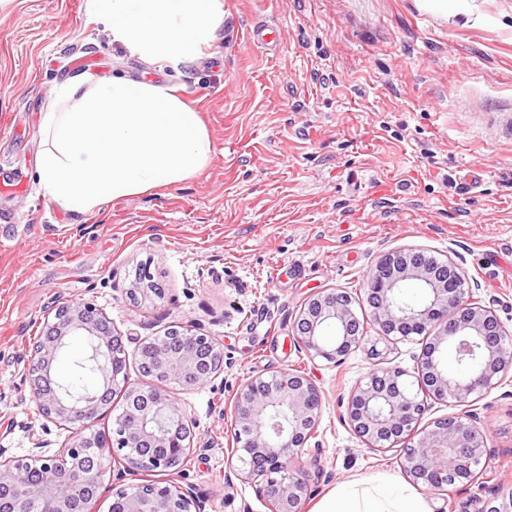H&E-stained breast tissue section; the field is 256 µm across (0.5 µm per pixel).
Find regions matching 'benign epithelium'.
Returning a JSON list of instances; mask_svg holds the SVG:
<instances>
[{"label": "benign epithelium", "instance_id": "obj_1", "mask_svg": "<svg viewBox=\"0 0 512 512\" xmlns=\"http://www.w3.org/2000/svg\"><path fill=\"white\" fill-rule=\"evenodd\" d=\"M404 248L382 256L363 289L361 301L383 335L402 340L414 335L425 340L418 379L427 384L421 399L409 393L404 370L398 367L370 371L350 393L343 419L371 451L399 448L402 468L415 484L431 491L447 486L448 475L469 478L485 469L491 458L487 438L477 417L466 410L439 418L421 429L430 402L467 405L494 388L512 370V337L495 311L475 301L465 275L451 260L430 264ZM419 285L424 299L405 306L399 290L409 282ZM48 326L56 347L66 337L87 334L98 346L112 349V362L99 367L104 388L79 403L63 393L51 376L55 352L33 347L28 381L38 413L60 426L76 425L106 407L109 381L128 379L122 337L92 303L69 301L55 309ZM332 327L335 338L325 339ZM360 319L352 296L342 290L318 293L301 307L295 321L294 345L311 358L339 361L359 347ZM152 347L158 376L130 383L126 391L141 401L136 413L115 420V438L108 448H92L76 438L53 456L35 455L19 463L0 459V512H72L74 499L88 500L99 489L105 462L115 448H126V467L170 469L191 450L194 423L172 404L166 386L174 382L195 389L211 382L216 373L204 368L209 352L218 350L209 336L187 334L183 341L158 344L143 341L135 357ZM453 351L459 365L448 371L444 356ZM324 399L322 390L306 376L283 370L268 377L252 376L239 383L233 395L234 435L238 447L229 449L226 464L240 480L256 483L268 512H304L309 484L301 458L316 428ZM161 409L179 419L183 433H158L151 419ZM122 512H192L191 489L170 482L165 486L136 484L114 494Z\"/></svg>", "mask_w": 512, "mask_h": 512}]
</instances>
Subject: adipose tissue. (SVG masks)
I'll list each match as a JSON object with an SVG mask.
<instances>
[{
    "mask_svg": "<svg viewBox=\"0 0 512 512\" xmlns=\"http://www.w3.org/2000/svg\"><path fill=\"white\" fill-rule=\"evenodd\" d=\"M97 20L132 55L164 68L198 57L224 20V0H89ZM45 113L38 181L63 210L85 214L120 198L182 182L214 157L199 112L174 86L123 77L61 85ZM316 512H428L401 481L342 483Z\"/></svg>",
    "mask_w": 512,
    "mask_h": 512,
    "instance_id": "obj_1",
    "label": "adipose tissue"
}]
</instances>
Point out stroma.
Listing matches in <instances>:
<instances>
[{"instance_id": "1", "label": "stroma", "mask_w": 512, "mask_h": 512, "mask_svg": "<svg viewBox=\"0 0 512 512\" xmlns=\"http://www.w3.org/2000/svg\"><path fill=\"white\" fill-rule=\"evenodd\" d=\"M475 4L467 23L417 0H224L211 48L160 70L113 42L88 0H0V180L23 182L0 190V217L15 215L23 236L0 240V456H52L72 438L39 415L29 355L55 305L83 300L122 336L130 381L138 344L173 326L224 350L207 385L168 386L195 423L177 473L108 465L92 512L174 478L201 512H268L253 485L225 482L231 399L245 378L283 368L324 393L302 456L308 512L342 482L404 479L396 452L368 451L342 416L371 369L416 372L421 338L383 340L368 320L364 343L334 363L294 346V322L311 295L360 297L382 255L412 247L453 260L512 332V0ZM254 24L276 27L277 45L251 42ZM112 75L184 87L216 157L184 182L69 213L38 184L42 116L61 84ZM91 355L85 335L56 354L53 375L73 395L103 385ZM471 411L492 460L476 487L415 485L430 512L512 489V372Z\"/></svg>"}]
</instances>
